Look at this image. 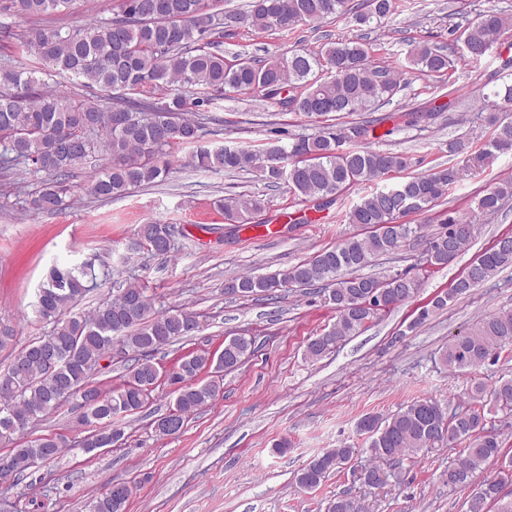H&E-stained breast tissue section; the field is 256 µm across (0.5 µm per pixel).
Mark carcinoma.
Segmentation results:
<instances>
[{
	"label": "carcinoma",
	"instance_id": "cac0c4a2",
	"mask_svg": "<svg viewBox=\"0 0 512 512\" xmlns=\"http://www.w3.org/2000/svg\"><path fill=\"white\" fill-rule=\"evenodd\" d=\"M72 0H7L4 10L19 18L62 12ZM396 10V0H252L249 11L227 12L224 0H117L113 17L66 29L29 28L21 53L0 57V172L19 170L38 183L30 208L56 211L74 193L73 174L97 168L84 192L101 201L122 197L130 190L155 182L169 172L161 158L179 145L196 147L194 165L215 172L256 174L270 187L284 185L293 194L326 206L333 196L365 182L382 180L408 167L398 152L367 146L373 136L368 122L335 128V117L373 112L400 92L404 68L421 76H446L454 68L444 47L429 42L413 45L406 63L397 68L376 63L371 48L361 41L326 43L319 50L294 48L263 59L241 54L224 57L225 22H250L266 30L322 22L341 14L359 25L378 24ZM512 17L496 10L479 14L461 35L467 56L479 61L505 30ZM58 77L70 88L50 86L45 77ZM119 91L112 104L94 103L88 91ZM258 94L284 111L320 119L327 126L317 133L293 139L289 145L200 146L204 125L189 116L208 108L224 93ZM479 119L492 130L480 152L512 151V83L482 93L477 99ZM458 170L432 168L391 186L363 195L346 212L350 224L370 228L364 236L347 237L335 247L317 252L287 270L271 274H242L229 279L224 294L278 299L293 287L321 283L336 309V323L307 343L305 357L317 361L337 343L357 334L381 312L417 296L422 281L408 272L393 276L366 275L372 259L417 237L418 229L399 222L448 196L458 181ZM512 199V179L486 187L474 215L497 214ZM224 220L247 224L261 210V200L245 194L220 201ZM475 230L472 220L448 217L441 231L426 240L429 265H448V252L459 255ZM167 224L140 226L136 246L170 256ZM512 266V235L498 239L471 262L455 287L436 295L417 321L448 306ZM95 268L86 264L53 266L43 281L32 311L48 326L0 371V441L26 431L56 411L64 398L78 397L85 408L81 422L91 427L81 449L91 453L113 446L124 437L120 419L143 411L161 385L160 375L175 387L179 423L212 402L220 381L201 382L206 370L224 372V362H241L254 352L251 336L224 341L221 356L191 353L162 372L153 355L193 335L197 316L183 309L157 311L147 289L126 283L114 297L88 311H74L78 301L94 288ZM512 345V310L486 315L465 332L453 336L442 360L451 371H475L499 350ZM120 347L131 364L120 383L108 390L94 384L92 374L113 347ZM57 371L48 372V362ZM512 410V378L494 386L473 383L468 392L443 403L433 397L416 399L383 417L367 414L357 422L366 436L367 451L375 459L398 460L450 441L468 442L463 458L448 466L451 485L463 486L484 467L504 456L503 442L486 428L485 403ZM63 451L50 435H41L7 452L15 478L57 458ZM355 448H330L311 459L296 474V485L312 490L340 471ZM512 484L507 468L481 482L467 501L466 512H500L512 502L504 491ZM93 512H125L127 499L115 501L104 493L91 501Z\"/></svg>",
	"mask_w": 512,
	"mask_h": 512
}]
</instances>
